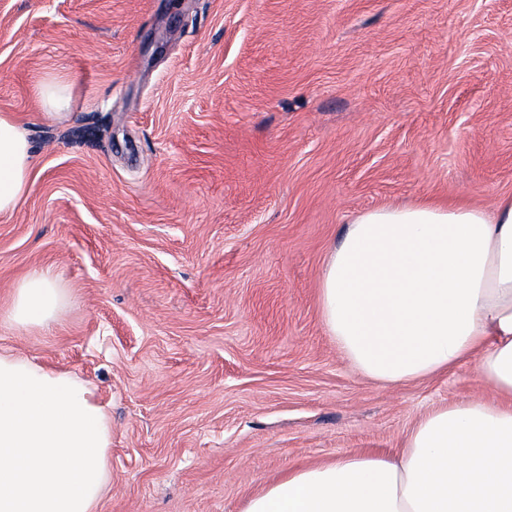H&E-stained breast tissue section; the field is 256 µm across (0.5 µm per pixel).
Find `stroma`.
<instances>
[{"label":"stroma","instance_id":"35a3bbf8","mask_svg":"<svg viewBox=\"0 0 512 512\" xmlns=\"http://www.w3.org/2000/svg\"><path fill=\"white\" fill-rule=\"evenodd\" d=\"M1 112L34 166L0 215V319L33 267L73 301L0 346L109 402L97 512H241L489 397L470 363L363 376L319 272L355 213L512 195V0H0Z\"/></svg>","mask_w":512,"mask_h":512}]
</instances>
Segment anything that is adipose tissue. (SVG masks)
<instances>
[{"instance_id": "adipose-tissue-1", "label": "adipose tissue", "mask_w": 512, "mask_h": 512, "mask_svg": "<svg viewBox=\"0 0 512 512\" xmlns=\"http://www.w3.org/2000/svg\"><path fill=\"white\" fill-rule=\"evenodd\" d=\"M33 164L23 125L0 113L1 215L25 200ZM319 280L321 319L361 374L398 384L471 362L493 396L434 409L395 453L289 469L242 512H512V196L360 212ZM70 304L59 273L34 267L4 321L47 330ZM111 445L94 387L0 349V512H96Z\"/></svg>"}]
</instances>
